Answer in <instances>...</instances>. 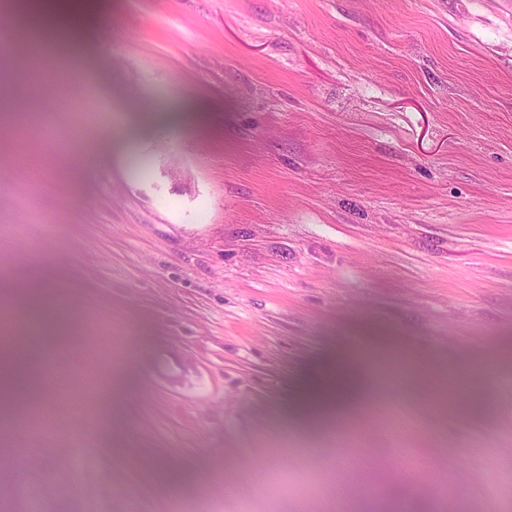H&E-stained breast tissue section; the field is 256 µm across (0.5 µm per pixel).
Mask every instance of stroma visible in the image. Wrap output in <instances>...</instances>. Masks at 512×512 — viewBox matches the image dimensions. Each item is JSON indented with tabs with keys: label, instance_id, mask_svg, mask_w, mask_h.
Wrapping results in <instances>:
<instances>
[{
	"label": "stroma",
	"instance_id": "obj_1",
	"mask_svg": "<svg viewBox=\"0 0 512 512\" xmlns=\"http://www.w3.org/2000/svg\"><path fill=\"white\" fill-rule=\"evenodd\" d=\"M13 2L0 283L39 265L108 355L65 353L94 393L31 409L0 512H512V0H94L77 97ZM65 33H58L52 41H30L27 59L32 62H44L52 60L59 45L67 40ZM365 390L360 380H342L316 389L308 396L311 418L321 420L326 415L334 416L336 406L350 407Z\"/></svg>",
	"mask_w": 512,
	"mask_h": 512
}]
</instances>
